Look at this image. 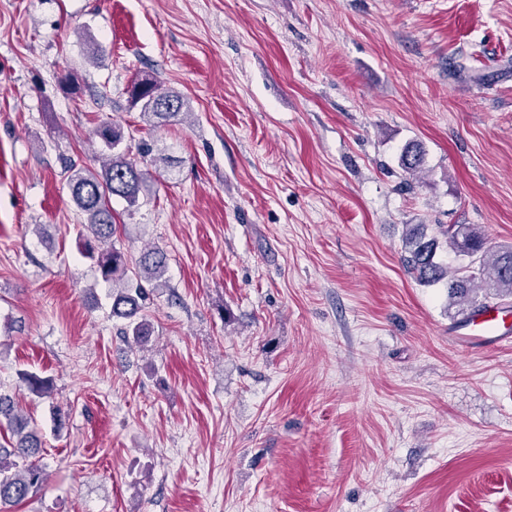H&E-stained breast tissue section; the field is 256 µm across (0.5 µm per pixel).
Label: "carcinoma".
<instances>
[{"label":"carcinoma","mask_w":512,"mask_h":512,"mask_svg":"<svg viewBox=\"0 0 512 512\" xmlns=\"http://www.w3.org/2000/svg\"><path fill=\"white\" fill-rule=\"evenodd\" d=\"M132 101L141 106V114L149 125L178 121L189 113V102L177 92L164 91L157 82L140 80L132 88ZM109 151L97 173L85 168L69 170L67 188L79 212L86 216L77 238L81 253L90 259L102 278L115 283L112 288V314L128 320L126 335L140 347L152 336L154 328L142 315L148 293L141 285L145 277L162 275L167 255L158 248L143 252L138 270L128 275L129 264L124 253L111 244L116 220L111 198L119 197L134 205L145 181V173L120 149L124 134L120 127L103 121L94 131ZM423 151L417 145L406 149L401 164L410 175L422 170ZM439 233L449 250L471 261L456 269L440 258V242L427 237L424 225L408 224L404 236L403 258L406 267L423 285L446 282L450 305L459 312H472L489 305V300L512 298V246L492 247L485 237L468 224L439 226ZM21 379L27 390L42 396L51 389L50 380L25 372ZM6 422L11 439L0 444V512H11L41 486L45 470L30 461L40 453L42 437L31 420L15 404L13 398L0 393V423Z\"/></svg>","instance_id":"1"}]
</instances>
